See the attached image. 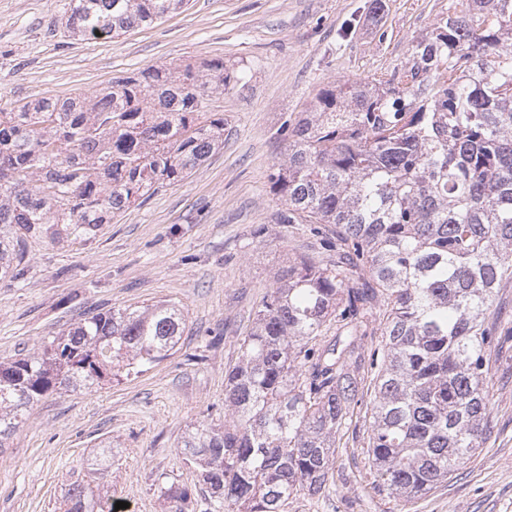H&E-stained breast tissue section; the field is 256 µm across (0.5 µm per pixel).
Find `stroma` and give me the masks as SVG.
Listing matches in <instances>:
<instances>
[{
	"instance_id": "obj_1",
	"label": "stroma",
	"mask_w": 512,
	"mask_h": 512,
	"mask_svg": "<svg viewBox=\"0 0 512 512\" xmlns=\"http://www.w3.org/2000/svg\"><path fill=\"white\" fill-rule=\"evenodd\" d=\"M70 0H0V109L43 96L100 93L151 65L210 59L245 69L235 89L212 95L224 145L184 182L132 206L96 239L27 246L24 282L0 283V361L36 352L92 309L166 300L186 328L170 355L142 374L42 399L0 456V512H58L78 481L125 512H169L165 483L192 488L188 512H207L198 471L179 454L184 434L224 415V373L239 356L253 313L280 270L322 264L308 225L277 221L285 204L268 174L285 152L280 133L330 83L406 65L414 42L449 0H189L149 28L76 40ZM502 334L490 360L492 434L430 492L394 500L376 493L364 423L336 450L333 494L300 495L288 512H512V280L490 308Z\"/></svg>"
}]
</instances>
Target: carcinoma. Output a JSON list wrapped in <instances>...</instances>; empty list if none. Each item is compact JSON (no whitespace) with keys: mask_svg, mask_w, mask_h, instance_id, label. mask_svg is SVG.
<instances>
[{"mask_svg":"<svg viewBox=\"0 0 512 512\" xmlns=\"http://www.w3.org/2000/svg\"><path fill=\"white\" fill-rule=\"evenodd\" d=\"M185 5L72 0L66 28L107 39ZM243 80L222 59L149 66L103 93L0 109V281L24 280L29 241H90L188 178L224 145V114L207 97ZM287 140L268 177L286 205L278 221L313 225L342 257L282 270L224 375V423L192 428L180 454L222 512H288L300 493L329 495L336 435L363 404L366 371L376 488L425 494L490 435L499 336L485 315L512 279V0H454L405 67L320 89ZM184 329L169 301L85 312L42 352L0 362V450L44 397L143 372ZM159 492L185 512L188 488ZM59 512L112 507L75 482Z\"/></svg>","mask_w":512,"mask_h":512,"instance_id":"cac0c4a2","label":"carcinoma"}]
</instances>
